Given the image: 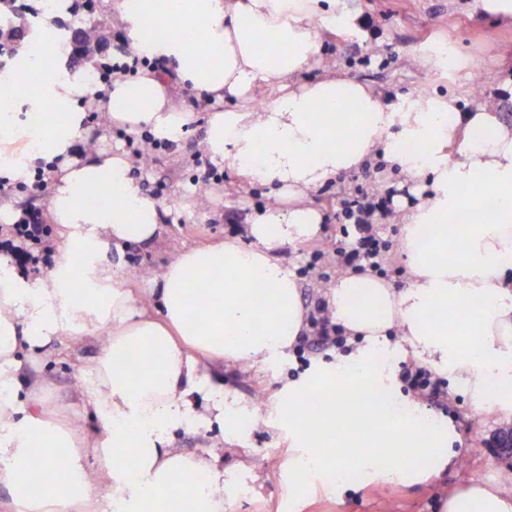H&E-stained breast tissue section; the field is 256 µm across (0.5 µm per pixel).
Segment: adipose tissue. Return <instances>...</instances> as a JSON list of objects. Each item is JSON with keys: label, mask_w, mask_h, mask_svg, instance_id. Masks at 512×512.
Returning a JSON list of instances; mask_svg holds the SVG:
<instances>
[{"label": "adipose tissue", "mask_w": 512, "mask_h": 512, "mask_svg": "<svg viewBox=\"0 0 512 512\" xmlns=\"http://www.w3.org/2000/svg\"><path fill=\"white\" fill-rule=\"evenodd\" d=\"M108 2L147 69L103 88L65 58L38 65L23 53L0 73V175L23 182L56 165L53 265L33 278L0 256L6 512H224L218 455L180 452L173 434L216 427L233 438L244 416L287 429L299 480L333 471L341 489L348 467L391 482L406 479L404 457L451 462L447 437L421 406L399 400L393 370L378 360L392 332L420 363L463 381L474 410L512 416V127L495 106L464 112L425 90L388 101L333 75L296 85L320 52L321 0ZM270 85L276 96L254 107ZM184 88L217 106L200 152L241 187H272L288 205L256 210L244 236L181 249L140 298L109 256L157 239L162 206L131 176L126 153L78 141L97 111L126 132L180 142L196 118L177 96ZM375 151L420 191L401 216L408 284L361 269L337 278L328 315L363 344L317 363L257 411L225 389V362L267 363L310 331L298 277L273 250L320 237L309 193ZM96 329L107 337L79 383L90 437L50 407L21 350L76 346ZM134 351L138 373L121 372ZM441 508L512 512V483L461 482Z\"/></svg>", "instance_id": "ef3b65f1"}]
</instances>
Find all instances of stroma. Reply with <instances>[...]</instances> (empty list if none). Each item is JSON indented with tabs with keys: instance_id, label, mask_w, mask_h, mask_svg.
Returning <instances> with one entry per match:
<instances>
[{
	"instance_id": "35a3bbf8",
	"label": "stroma",
	"mask_w": 512,
	"mask_h": 512,
	"mask_svg": "<svg viewBox=\"0 0 512 512\" xmlns=\"http://www.w3.org/2000/svg\"><path fill=\"white\" fill-rule=\"evenodd\" d=\"M336 11L355 17L352 26H330L321 20V57L356 81L393 98L425 88L441 95H454L461 111L493 102L502 119L512 125V91L502 83L512 78V24L491 25L473 12L468 0H336ZM456 55L452 66L426 68L421 58L438 46ZM184 103L197 114L189 134L180 144L162 143L149 164L141 166L139 178L145 193L168 208L165 230L149 244H132L113 253L111 261L127 287H147L172 255L186 245L215 243L244 226L254 210L275 203L272 188L248 190L237 186L224 169H213L198 151L211 110L203 93L184 89ZM404 179L397 170L385 169L376 159H368L358 169L313 190L309 199L323 217L322 237L300 245L283 244L277 256L293 270L301 284V299L316 308L337 271L330 259L343 235L375 237L386 244L379 258V276L405 287L408 272L398 241L402 226L389 215L368 228L345 227L341 201L361 194L384 197L386 183ZM96 341H86L72 349L50 345L27 352L31 373L46 380L49 404L72 414L81 412L78 375L93 359ZM336 349L309 350L272 363L248 366L233 363L224 368V385L246 400L264 393L267 403H275L281 387L300 378L319 360H331ZM430 416L440 420L453 434L455 456L443 468L430 461L413 463V470L425 473L418 483L367 484L350 481L346 491L336 489L327 473L305 483L288 478L291 453L287 433L275 434L251 428L236 440L224 441L219 430L181 429L173 445L187 454L217 449L224 468L233 473L238 487H250L252 494L226 496L227 512H439L441 498L459 477L480 481L500 480L512 468V454L492 446L494 435L511 429L512 421L499 414L476 412L463 382L449 380L448 407H429Z\"/></svg>"
}]
</instances>
